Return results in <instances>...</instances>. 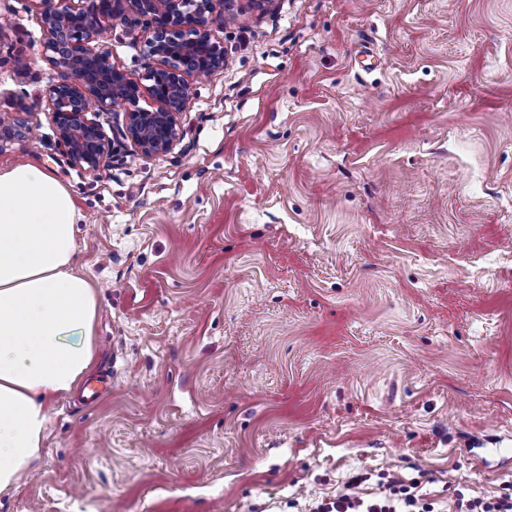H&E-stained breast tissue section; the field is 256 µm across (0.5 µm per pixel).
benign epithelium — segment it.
<instances>
[{
	"label": "benign epithelium",
	"instance_id": "obj_1",
	"mask_svg": "<svg viewBox=\"0 0 512 512\" xmlns=\"http://www.w3.org/2000/svg\"><path fill=\"white\" fill-rule=\"evenodd\" d=\"M227 3L224 21H235L231 0H135L138 22L151 30L147 57L155 60L144 80L112 64L111 52L98 44L107 22H128L127 0H34L41 7L43 50L64 72L50 86L47 102L60 142L73 165L97 171L112 155L99 117L110 114L113 134L145 157L169 153L181 140L179 116L193 95V81L224 66V46L209 30L215 3ZM150 96L157 107L139 106ZM33 128L0 119V141L24 138Z\"/></svg>",
	"mask_w": 512,
	"mask_h": 512
}]
</instances>
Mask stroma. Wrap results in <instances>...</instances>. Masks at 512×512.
<instances>
[{"mask_svg": "<svg viewBox=\"0 0 512 512\" xmlns=\"http://www.w3.org/2000/svg\"><path fill=\"white\" fill-rule=\"evenodd\" d=\"M170 153L59 143L32 0H0V150L70 190L111 391L51 406L0 512H306L347 479L512 485V0H239ZM148 29L107 24L142 79ZM29 68L18 72L16 56Z\"/></svg>", "mask_w": 512, "mask_h": 512, "instance_id": "1", "label": "stroma"}]
</instances>
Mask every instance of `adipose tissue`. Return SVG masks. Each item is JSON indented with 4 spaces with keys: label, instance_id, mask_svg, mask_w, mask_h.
Returning <instances> with one entry per match:
<instances>
[{
    "label": "adipose tissue",
    "instance_id": "1",
    "mask_svg": "<svg viewBox=\"0 0 512 512\" xmlns=\"http://www.w3.org/2000/svg\"><path fill=\"white\" fill-rule=\"evenodd\" d=\"M77 210L34 164L0 170V493L40 459L49 405L95 356L96 289L78 268Z\"/></svg>",
    "mask_w": 512,
    "mask_h": 512
}]
</instances>
